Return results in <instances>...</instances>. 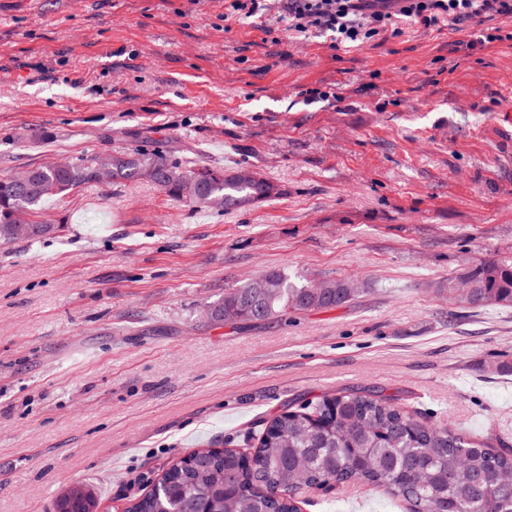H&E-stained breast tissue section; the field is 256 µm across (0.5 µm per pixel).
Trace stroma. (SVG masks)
Wrapping results in <instances>:
<instances>
[{
    "label": "stroma",
    "instance_id": "stroma-1",
    "mask_svg": "<svg viewBox=\"0 0 512 512\" xmlns=\"http://www.w3.org/2000/svg\"><path fill=\"white\" fill-rule=\"evenodd\" d=\"M270 6L263 32L224 0H0V177L161 148L279 190L225 209L86 184L35 214L59 233L0 246V512H54L76 482L124 512L176 459L362 388L512 452V375L491 371L512 306L447 292L512 260V41L470 54L452 45L474 28L405 22L336 52ZM275 269L356 293L250 328L210 317ZM298 506L409 508L359 483Z\"/></svg>",
    "mask_w": 512,
    "mask_h": 512
}]
</instances>
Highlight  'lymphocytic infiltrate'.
Returning a JSON list of instances; mask_svg holds the SVG:
<instances>
[{"label":"lymphocytic infiltrate","instance_id":"obj_1","mask_svg":"<svg viewBox=\"0 0 512 512\" xmlns=\"http://www.w3.org/2000/svg\"><path fill=\"white\" fill-rule=\"evenodd\" d=\"M287 28L298 34L330 33L332 49H350L398 36V20L430 29L442 22L480 26L486 19H512V0H284Z\"/></svg>","mask_w":512,"mask_h":512}]
</instances>
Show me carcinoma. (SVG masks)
Masks as SVG:
<instances>
[{
  "label": "carcinoma",
  "instance_id": "carcinoma-1",
  "mask_svg": "<svg viewBox=\"0 0 512 512\" xmlns=\"http://www.w3.org/2000/svg\"><path fill=\"white\" fill-rule=\"evenodd\" d=\"M95 158L33 167L26 185L0 177V244L50 234L49 225L30 216L56 195L99 182ZM110 179L149 180L190 205L218 199L227 209L261 203L275 191L245 170L226 175L193 161L173 163L155 150L113 155ZM459 279L469 289L465 297L455 295ZM354 292L344 280L312 288L272 270L225 293L209 310L222 321L224 310L235 309L242 327L288 311L333 309ZM448 297L473 308L512 306V263L487 260L449 278ZM506 471L512 453H491L446 425L422 423L391 396L351 391L275 417L249 456L235 448L193 451L125 512H298L300 489L350 481L382 486L414 512H512Z\"/></svg>",
  "mask_w": 512,
  "mask_h": 512
}]
</instances>
